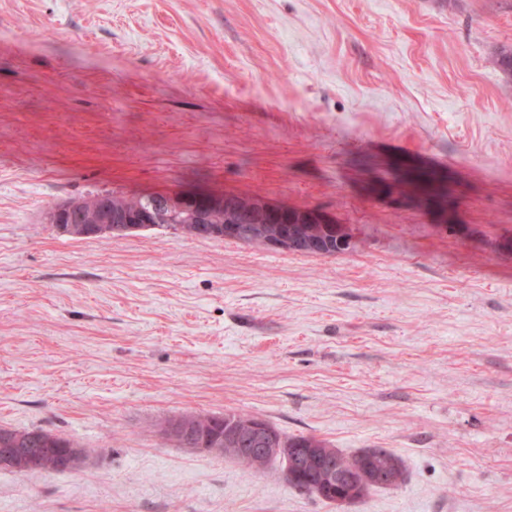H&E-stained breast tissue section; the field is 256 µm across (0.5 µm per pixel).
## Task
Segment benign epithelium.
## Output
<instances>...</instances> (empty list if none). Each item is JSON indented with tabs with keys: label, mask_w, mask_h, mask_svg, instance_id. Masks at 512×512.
Listing matches in <instances>:
<instances>
[{
	"label": "benign epithelium",
	"mask_w": 512,
	"mask_h": 512,
	"mask_svg": "<svg viewBox=\"0 0 512 512\" xmlns=\"http://www.w3.org/2000/svg\"><path fill=\"white\" fill-rule=\"evenodd\" d=\"M151 209H162L169 214L184 213L190 221L206 227L202 239H229L258 243L285 250L295 248L302 254L333 255L347 251L351 238L343 225L315 209L291 207L270 203L257 196L234 193L181 191L149 195ZM49 223L61 234L76 239L101 238L122 235L154 227L140 215L109 202L107 194L100 193L77 198L52 207ZM254 446L243 448L239 439L230 448H213L211 452L268 459L288 458V475L299 481L303 489L322 496L336 484L345 485L336 495L340 504L355 499L360 489L349 475L339 476L332 459L315 456L310 448H290L284 440L268 432L254 435ZM81 449L70 443L56 448L43 443L31 448L28 440L10 428L0 429V469L23 471L36 468L54 474L62 465L78 467L83 461Z\"/></svg>",
	"instance_id": "benign-epithelium-1"
}]
</instances>
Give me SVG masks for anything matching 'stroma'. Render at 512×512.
<instances>
[{
    "instance_id": "obj_1",
    "label": "stroma",
    "mask_w": 512,
    "mask_h": 512,
    "mask_svg": "<svg viewBox=\"0 0 512 512\" xmlns=\"http://www.w3.org/2000/svg\"><path fill=\"white\" fill-rule=\"evenodd\" d=\"M512 0H0V512H512ZM434 169L454 207L377 194ZM239 193L344 224L303 255L156 227L74 239L101 192ZM257 416L399 485L345 505L161 436ZM17 433L10 428L0 429V469L24 471L29 467L46 474L65 473L69 469L57 471L62 464L74 469L83 461V452L75 443H68L63 446L64 448H54V445L42 440L46 448H29L28 440L22 436L39 441L44 435L51 434L57 441L70 442L71 439L67 437L57 436L43 429L22 430Z\"/></svg>"
}]
</instances>
